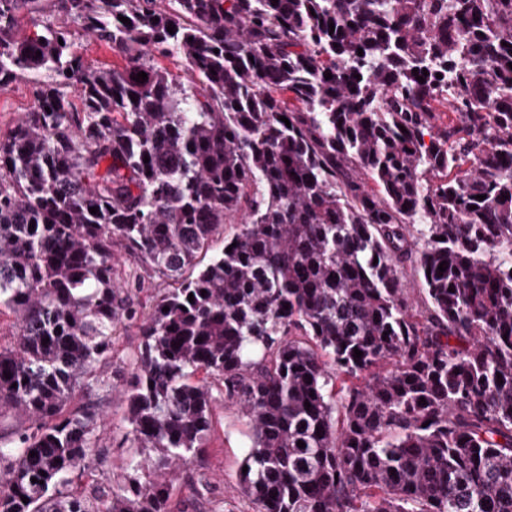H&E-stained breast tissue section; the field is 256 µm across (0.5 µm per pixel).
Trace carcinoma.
I'll list each match as a JSON object with an SVG mask.
<instances>
[{
    "label": "carcinoma",
    "mask_w": 512,
    "mask_h": 512,
    "mask_svg": "<svg viewBox=\"0 0 512 512\" xmlns=\"http://www.w3.org/2000/svg\"><path fill=\"white\" fill-rule=\"evenodd\" d=\"M63 2L0 0V85L37 95L0 139V512H169L213 380L253 512H512V0ZM115 243L174 283L146 318ZM128 322L158 455L88 485ZM78 50L83 54L86 61L95 67L122 66L125 64L123 58L102 42L82 39L77 41Z\"/></svg>",
    "instance_id": "cac0c4a2"
}]
</instances>
